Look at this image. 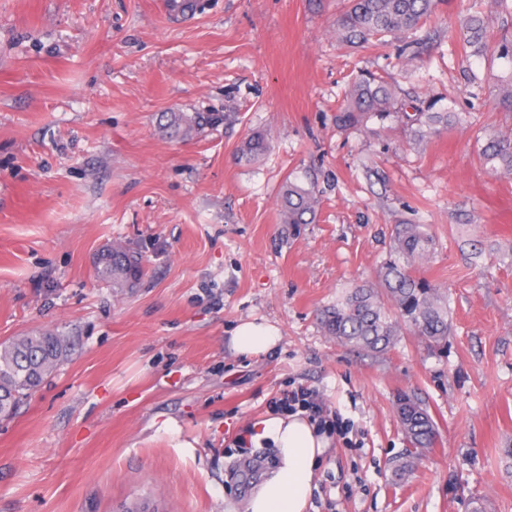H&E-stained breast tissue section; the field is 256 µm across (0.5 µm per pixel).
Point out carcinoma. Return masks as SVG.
<instances>
[{
	"mask_svg": "<svg viewBox=\"0 0 512 512\" xmlns=\"http://www.w3.org/2000/svg\"><path fill=\"white\" fill-rule=\"evenodd\" d=\"M446 0H346L338 20L341 43L353 47H377L387 36L418 31L435 9ZM463 49L476 56H512V43H497L488 34L484 19L473 14L463 26ZM398 119L411 127L414 139L446 128L455 113L436 108L428 101L407 112L396 99L392 86L382 77L364 72L355 77L345 93L339 120L346 126H362L372 119ZM199 121L174 112L167 130L188 136ZM269 148L261 132L246 137L238 157L252 164ZM481 161L494 171L512 172V138L493 136L480 148ZM317 218V196L312 187L285 181L281 188V223L293 228L313 224ZM434 240L422 224L397 226L389 256L378 273V282L350 289L336 303L322 310L320 323L336 341L369 353H381L408 330L434 348L448 346L451 320L448 299L436 283L418 274L420 261L433 248ZM97 276L114 288H133L143 271L135 252L116 244L99 258ZM68 349L65 336L51 331L18 336L0 343V416L12 417L17 404L37 391L63 361ZM397 412L410 450L395 468L404 477L414 460L433 447L435 423L427 407L417 398L402 394Z\"/></svg>",
	"mask_w": 512,
	"mask_h": 512,
	"instance_id": "obj_1",
	"label": "carcinoma"
}]
</instances>
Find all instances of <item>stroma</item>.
I'll return each mask as SVG.
<instances>
[{"instance_id": "stroma-1", "label": "stroma", "mask_w": 512, "mask_h": 512, "mask_svg": "<svg viewBox=\"0 0 512 512\" xmlns=\"http://www.w3.org/2000/svg\"><path fill=\"white\" fill-rule=\"evenodd\" d=\"M200 6L182 19L167 0H0V342L70 340L0 422V512H242L270 451L237 441L298 388L348 427L309 512H512V173L478 159L512 136L498 107L512 60L460 49L472 8L512 38V0H448L426 46L406 34L378 50L340 45L342 0ZM363 71L457 122L421 143L400 122L339 125ZM165 112L204 122L173 137ZM256 130L271 151L238 163ZM287 178L319 198L296 235L278 216ZM403 222L434 238L419 271L447 291L448 348L405 334L350 349L319 313L376 280ZM115 241L145 267L129 291L95 275ZM248 320L279 329L275 350L232 349ZM402 393L437 439L399 479Z\"/></svg>"}]
</instances>
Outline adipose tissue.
<instances>
[{"mask_svg":"<svg viewBox=\"0 0 512 512\" xmlns=\"http://www.w3.org/2000/svg\"><path fill=\"white\" fill-rule=\"evenodd\" d=\"M281 340L270 323L244 321L230 338L242 355L270 352ZM255 447L272 446L274 462L259 488L245 504V512H306L313 489L314 469L326 450L327 439L300 414L270 417L253 428Z\"/></svg>","mask_w":512,"mask_h":512,"instance_id":"obj_1","label":"adipose tissue"}]
</instances>
